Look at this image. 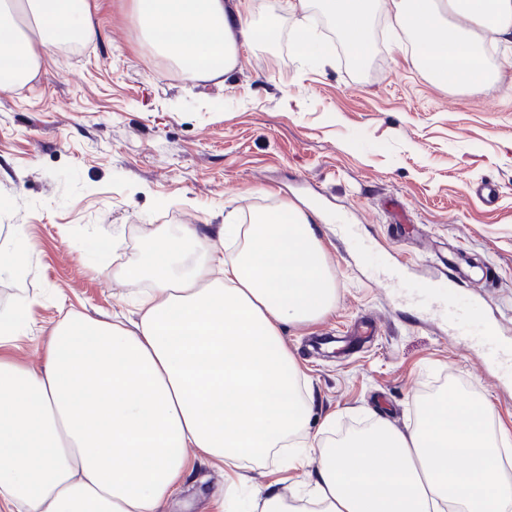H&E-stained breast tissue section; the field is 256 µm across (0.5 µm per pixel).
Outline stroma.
<instances>
[{
	"instance_id": "stroma-1",
	"label": "stroma",
	"mask_w": 512,
	"mask_h": 512,
	"mask_svg": "<svg viewBox=\"0 0 512 512\" xmlns=\"http://www.w3.org/2000/svg\"><path fill=\"white\" fill-rule=\"evenodd\" d=\"M90 2L96 40L52 51L32 81L0 94V245L20 227L29 249L22 275L0 274V312L36 300L14 355L42 367L45 331L66 313L130 316L137 287L113 272L138 259L155 225H196L214 245L226 212L244 221L287 201L316 224L336 278L331 313L283 334L311 380L309 432L330 440L379 408L413 426L450 392L490 403L493 426L512 434V372L468 344L492 332L512 345V48L485 33L487 83L434 84L387 23L392 0H379L372 65L359 70L317 9L269 0L281 41L254 44L225 80L203 81L140 42L129 0ZM301 22L329 44L325 56L293 53ZM485 180L500 187L495 205L466 193ZM103 240L114 250H99ZM444 252L472 274L497 273L481 293L456 290L454 329L399 305L402 289L385 297L371 284L399 253L406 283L427 288ZM370 319L376 335L341 349ZM327 414L334 423L320 429ZM244 467L283 492L309 474L282 450ZM224 480L191 459L162 512H214Z\"/></svg>"
}]
</instances>
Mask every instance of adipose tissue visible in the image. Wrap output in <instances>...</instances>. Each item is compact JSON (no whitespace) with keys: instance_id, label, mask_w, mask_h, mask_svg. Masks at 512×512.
<instances>
[{"instance_id":"ef3b65f1","label":"adipose tissue","mask_w":512,"mask_h":512,"mask_svg":"<svg viewBox=\"0 0 512 512\" xmlns=\"http://www.w3.org/2000/svg\"><path fill=\"white\" fill-rule=\"evenodd\" d=\"M353 62L371 51L377 0H319ZM392 26L414 64L444 86L478 85L482 32L512 40V0H393ZM141 33L186 75L232 72L241 50L281 36V18L253 20V0H133ZM465 19L451 27V16ZM448 36H441V29ZM89 0H0V92L31 81L55 48L97 38ZM155 242L120 269L141 283L129 324L69 315L46 331L42 369L5 349L33 305L0 316V512H160L182 482L185 452L227 466L291 451L317 455L312 512H512L492 407L448 404L417 426L380 415L340 443L309 438L306 375L282 341L336 304V281L315 225L285 206L239 223L228 212L220 240L196 225H156ZM466 461L449 467V454Z\"/></svg>"}]
</instances>
